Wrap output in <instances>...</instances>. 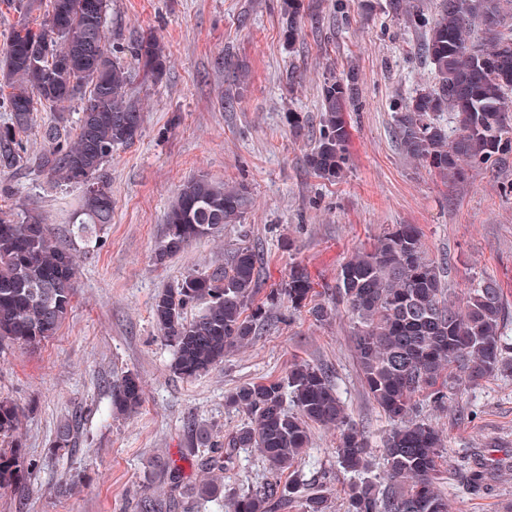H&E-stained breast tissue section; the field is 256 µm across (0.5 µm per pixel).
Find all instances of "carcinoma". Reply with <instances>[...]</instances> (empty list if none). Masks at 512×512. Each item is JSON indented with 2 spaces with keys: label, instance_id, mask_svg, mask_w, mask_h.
<instances>
[{
  "label": "carcinoma",
  "instance_id": "carcinoma-1",
  "mask_svg": "<svg viewBox=\"0 0 512 512\" xmlns=\"http://www.w3.org/2000/svg\"><path fill=\"white\" fill-rule=\"evenodd\" d=\"M109 0H52L49 18L34 28L14 26L0 52V83L11 89L3 107L9 121L0 124V171L32 165L96 195H83L69 234L89 245L96 228L112 223V194L102 173L112 152L140 134L143 115L128 96V66L112 52L103 35ZM385 9L409 27L425 32L419 52L432 65L434 85L422 89L395 113V135L410 159L445 180L464 176V167L493 172L512 168V0H440L428 12L418 0H386ZM288 17L284 39L299 37L298 19L313 14L305 0H282ZM144 75L159 78L167 55L157 37L141 39L131 50ZM90 97L75 128L58 121L43 125L47 149L31 157L21 133L33 122L35 104L61 105L82 85ZM319 138L306 155L319 178H341L347 153L346 112L359 104L356 74L329 76L322 86ZM448 112L454 126L441 125ZM250 205L244 185L217 184L203 175L184 181L167 212L155 258L162 263L190 242L214 236L236 224ZM258 258L243 245L222 268L191 272L177 287L159 293L152 316L163 340L173 349L172 370L194 379L232 350L252 343L266 322L255 303ZM78 256L61 245L43 216L31 212L0 215V347L32 348L54 336L72 309ZM315 294L304 268L296 265L267 300L309 307L317 321L331 308L308 306ZM335 303L349 314L353 353L368 395L391 427L381 438L383 469L370 477V437L353 425L335 384L321 367L299 363L284 379L248 382L226 398V406L244 413L247 422L232 430L224 444L199 433L197 446L209 457L202 466L211 476L193 488L199 502L224 500L225 512H268L276 502H295L300 512H328L320 489L305 491L295 479L256 488L224 487L213 456H232L256 448L276 468H292L306 454L312 425L337 430L336 463L355 475L345 492V512H448L438 489L444 431L413 418L417 401L436 409L448 403V391L461 383L478 385L512 370V342L504 338L509 321L504 290L480 278L456 302L441 268L422 249L413 224H397L374 248L351 256L340 268ZM142 389L131 373L112 387V409L132 414ZM19 410L0 397V488L34 470L36 461L21 454L15 433ZM78 426L60 423L48 453L72 455ZM490 468L475 463L468 484L475 495L487 489ZM170 502L156 495L142 498L138 512H170Z\"/></svg>",
  "mask_w": 512,
  "mask_h": 512
}]
</instances>
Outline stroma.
I'll list each match as a JSON object with an SVG mask.
<instances>
[{
  "label": "stroma",
  "instance_id": "35a3bbf8",
  "mask_svg": "<svg viewBox=\"0 0 512 512\" xmlns=\"http://www.w3.org/2000/svg\"><path fill=\"white\" fill-rule=\"evenodd\" d=\"M339 1L348 23L336 17ZM361 13V0H322L290 46L282 39L280 0H110L105 33L121 60L130 61V47L149 33L169 57L162 79L130 71L129 93L144 122L134 143L114 150L104 166L112 222L99 230V244L84 246L68 233L81 204L79 187L31 169L0 171V184L12 188L0 196V209L41 213L79 254L72 312L57 334L35 349L0 351V396L20 410L22 454L40 463L39 471L0 489V512H138L147 494L181 498V490L159 482L161 463L175 462L184 487L195 485L204 474L197 430L224 440L245 420L226 407V397L248 382L284 378L301 362L328 369L348 419L370 435L372 470L380 472V439L389 421L362 384L345 311L318 322L307 311L267 304V323L253 344L201 377L171 372L172 350L150 314L153 297L190 271L223 266L240 245L258 257L257 301L265 302L298 265L316 301L327 303L348 258L371 249L393 225L413 224L455 298L474 280L490 277L512 302V172L473 168L446 182L407 158L393 116L432 83V68L417 50L420 34L383 10L366 20ZM351 67L361 107L346 115L347 164L342 179L330 183L304 159L319 137L324 77ZM292 72L299 80L293 87ZM89 94L85 87L65 107H39L22 135L28 154L43 152L44 123L73 125ZM290 112L304 116L303 136L290 133ZM198 175L244 184L251 204L217 237L157 262L168 206L179 185ZM125 372L136 374L143 389L142 405L130 418L111 411L112 385ZM419 414L445 432L439 489L448 512H512V375L459 385L448 395L447 411L423 405ZM71 417L80 421L76 451L64 460L49 458L60 422ZM335 446L334 429L311 426L309 449L294 471L273 469L252 451L225 468L224 484L257 486L294 474L325 492L330 512H344L348 477L336 463ZM482 451L499 466L490 474L491 493L476 497L464 472ZM64 474L76 482L67 498L55 490Z\"/></svg>",
  "mask_w": 512,
  "mask_h": 512
}]
</instances>
